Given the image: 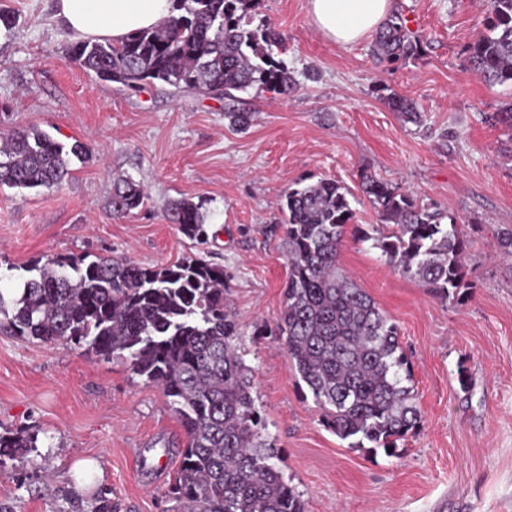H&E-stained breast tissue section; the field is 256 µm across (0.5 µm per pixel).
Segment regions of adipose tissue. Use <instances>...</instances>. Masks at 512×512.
Instances as JSON below:
<instances>
[{"instance_id": "ef3b65f1", "label": "adipose tissue", "mask_w": 512, "mask_h": 512, "mask_svg": "<svg viewBox=\"0 0 512 512\" xmlns=\"http://www.w3.org/2000/svg\"><path fill=\"white\" fill-rule=\"evenodd\" d=\"M57 15L77 37L121 42L168 17L172 0H56ZM391 0H309L312 25L327 40L352 45L378 29Z\"/></svg>"}]
</instances>
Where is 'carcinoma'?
<instances>
[{
    "instance_id": "cac0c4a2",
    "label": "carcinoma",
    "mask_w": 512,
    "mask_h": 512,
    "mask_svg": "<svg viewBox=\"0 0 512 512\" xmlns=\"http://www.w3.org/2000/svg\"><path fill=\"white\" fill-rule=\"evenodd\" d=\"M255 0H174L173 12L151 30L119 43L80 42L73 58L103 81L130 90L141 82L174 91L204 90L227 101L239 127L252 113L235 107L236 93L256 88L288 95L293 78L280 55L285 39L268 24L253 25ZM424 40L399 13L383 24L374 56L415 58ZM466 69L489 84L512 82V0H489L485 29L471 44ZM36 127L0 132V186L59 187L72 158ZM362 192L381 222L372 238L388 264L413 277L440 300L467 287L468 243L408 192L372 176ZM130 177L113 183L112 215L123 218L143 203ZM288 261L284 300L275 331L321 411L322 423L351 447L368 441L395 449L420 422L398 328L339 264L353 219L344 187L321 179L290 189L281 205ZM167 219L189 239L205 236L202 205L179 200ZM20 297L0 292V332L41 342L69 341L105 358L124 356L146 382L159 386L186 431L171 494L174 512H307L306 502L273 462L265 424L253 397L251 370L235 343L241 323L224 303V267L198 258L143 267L126 258L86 261L51 256L30 269ZM26 430L0 435V456L36 447Z\"/></svg>"
}]
</instances>
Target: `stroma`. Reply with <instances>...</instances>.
<instances>
[{"mask_svg":"<svg viewBox=\"0 0 512 512\" xmlns=\"http://www.w3.org/2000/svg\"><path fill=\"white\" fill-rule=\"evenodd\" d=\"M488 0H393L423 52L381 62L373 37L325 40L308 0H257L256 21L285 38L289 96L249 90L247 128L224 99L199 90L137 91L100 80L72 57L77 39L54 0H0V130L35 126L84 144L59 188H0V292L35 260L57 254L127 258L145 266L201 258L223 266L239 315L265 436L307 512H512V125L495 112L512 85L491 86L464 61ZM415 102V113L388 100ZM371 174L455 217L470 243L468 286L441 301L348 234L339 263L399 328L421 420L393 453L352 448L327 430L274 331L288 274L279 238L288 189L322 178L346 190L360 230L380 220L361 191ZM146 197L112 217L116 178ZM202 205L208 239L166 218L171 201ZM467 368V388L457 382ZM26 429L34 451L0 459V512H173L169 486L186 434L162 390L129 360L62 342L0 334V433ZM98 463L85 484L68 471Z\"/></svg>","mask_w":512,"mask_h":512,"instance_id":"obj_1","label":"stroma"}]
</instances>
